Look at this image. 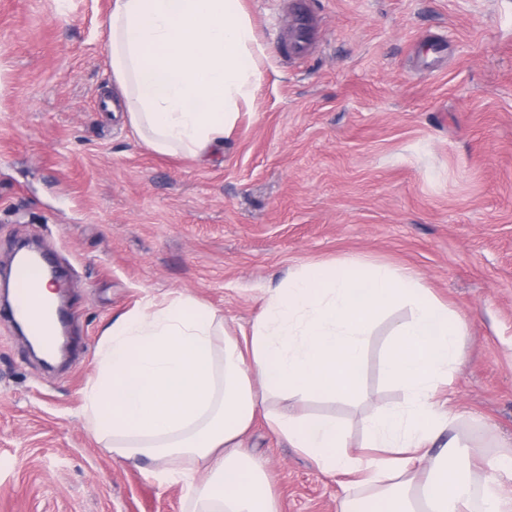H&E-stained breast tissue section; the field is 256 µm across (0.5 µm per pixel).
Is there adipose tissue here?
Instances as JSON below:
<instances>
[{"label": "adipose tissue", "mask_w": 512, "mask_h": 512, "mask_svg": "<svg viewBox=\"0 0 512 512\" xmlns=\"http://www.w3.org/2000/svg\"><path fill=\"white\" fill-rule=\"evenodd\" d=\"M108 29L124 115L145 145L197 160L222 149L263 79L266 48L242 0H112ZM397 307L411 317L394 329L382 367L405 400L378 406L353 451L347 423L298 405L354 399L368 332ZM223 328L216 310L184 294L116 318L83 392L92 432L119 456L159 461L158 483L181 485L203 512H278L244 447L259 417L322 473L343 477V489H372L343 512H468L471 482L437 445L459 416L434 402L463 363L467 322L413 273L304 267L270 293L242 338ZM279 397L295 409L272 410Z\"/></svg>", "instance_id": "ef3b65f1"}]
</instances>
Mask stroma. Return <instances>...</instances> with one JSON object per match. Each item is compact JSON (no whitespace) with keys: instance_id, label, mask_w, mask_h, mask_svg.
I'll return each instance as SVG.
<instances>
[{"instance_id":"1","label":"stroma","mask_w":512,"mask_h":512,"mask_svg":"<svg viewBox=\"0 0 512 512\" xmlns=\"http://www.w3.org/2000/svg\"><path fill=\"white\" fill-rule=\"evenodd\" d=\"M264 79L224 150H150L126 123L110 0H0V266L33 240L62 270L74 348L48 369L0 321V512H191L155 462L113 454L80 413L113 318L189 294L239 336L270 289L349 259L416 274L469 320L442 397L471 479L512 448V0H317L289 62L284 0H243ZM408 309L366 339L361 392L307 412L361 432L403 391L380 363ZM245 446L278 512H339L337 479L256 420Z\"/></svg>"}]
</instances>
